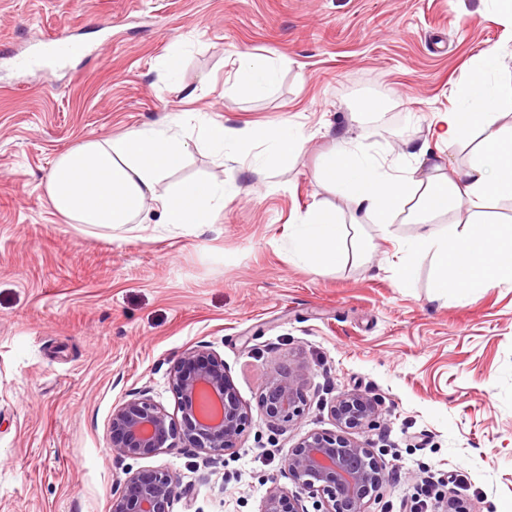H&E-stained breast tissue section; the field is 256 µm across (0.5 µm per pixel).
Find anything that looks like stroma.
<instances>
[{"label": "stroma", "instance_id": "1", "mask_svg": "<svg viewBox=\"0 0 512 512\" xmlns=\"http://www.w3.org/2000/svg\"><path fill=\"white\" fill-rule=\"evenodd\" d=\"M485 0H0V51L46 37L100 47L69 70L7 71L0 59V512H110L128 471L166 469L172 512H261L267 490L298 488L283 466L311 432L339 430L330 407L356 391L378 414L357 439L386 478L370 512H410L434 472L429 512L457 493L470 512H512V281L437 294L431 254L401 284L394 255L422 232L382 226L314 173L343 139L430 181L464 173L481 137L444 149L434 113L482 50L507 66L512 26ZM179 48L176 69L160 61ZM271 58L266 94L233 86L243 55ZM196 100H187L188 92ZM378 98L380 112H362ZM189 113L264 129L301 127L302 153L223 164L192 150L167 185L202 178L235 196L215 223L175 228L151 213L134 229L68 224L45 183L56 158ZM345 225L347 253L317 275L289 252L314 205ZM208 346L251 421L208 463L187 448L145 459L107 448L112 410L144 392L180 420L170 370ZM301 367L303 415L268 428L257 402L278 368Z\"/></svg>", "mask_w": 512, "mask_h": 512}]
</instances>
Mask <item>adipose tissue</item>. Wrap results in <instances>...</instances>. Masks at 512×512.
Instances as JSON below:
<instances>
[{"instance_id":"ef3b65f1","label":"adipose tissue","mask_w":512,"mask_h":512,"mask_svg":"<svg viewBox=\"0 0 512 512\" xmlns=\"http://www.w3.org/2000/svg\"><path fill=\"white\" fill-rule=\"evenodd\" d=\"M502 62L496 52L481 53L472 61L468 79L455 91L457 105L438 113L429 133L441 143L458 142L479 131L481 142L468 171L453 180L437 177L422 185L412 171H383L371 157L340 141L316 173L321 184L340 188L365 214L390 224L407 205L436 216L468 205V228L453 235L433 231L408 243L397 271L401 281L413 274L412 257L424 248L435 258L434 286L441 292H466L482 285L492 287L512 280V222L497 219L494 206L512 200V127L499 124L504 90L491 76ZM278 65L263 56L241 59L236 84L260 93L278 79ZM178 121L164 127H143L115 139L87 140L58 156L46 181L52 209L71 224L119 229L156 210L161 221L194 229L214 223L224 208L223 184L191 180L159 192L161 182L179 169L190 145ZM200 140L229 162H239L241 151L261 141L276 159L287 160L301 152V129L268 128L255 136L248 127L235 128L218 120L201 126ZM291 244L295 255L314 271L335 267L345 253L346 234L335 214L311 207L297 224Z\"/></svg>"}]
</instances>
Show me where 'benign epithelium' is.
Returning a JSON list of instances; mask_svg holds the SVG:
<instances>
[{"label": "benign epithelium", "mask_w": 512, "mask_h": 512, "mask_svg": "<svg viewBox=\"0 0 512 512\" xmlns=\"http://www.w3.org/2000/svg\"><path fill=\"white\" fill-rule=\"evenodd\" d=\"M302 369L275 370L264 383L258 411L273 430L285 428L304 411ZM180 400L176 423L151 398L135 396L115 407L107 439L109 451L144 459L179 442L205 455V461L237 447L250 420L236 399L224 362L205 346L183 353L171 370ZM331 412L341 435L310 433L284 459L294 483L317 500V512H368V497L383 484L382 463L351 434L368 428L377 408L367 396L344 393ZM178 495L176 476L165 469L127 473L112 497L111 512H170ZM262 512H306L301 500L279 487L266 494Z\"/></svg>", "instance_id": "benign-epithelium-1"}]
</instances>
